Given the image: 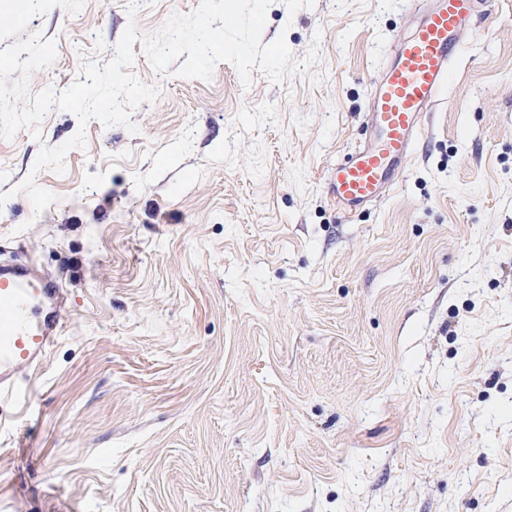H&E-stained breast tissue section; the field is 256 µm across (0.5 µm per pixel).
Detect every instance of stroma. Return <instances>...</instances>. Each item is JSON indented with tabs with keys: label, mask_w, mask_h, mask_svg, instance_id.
<instances>
[{
	"label": "stroma",
	"mask_w": 512,
	"mask_h": 512,
	"mask_svg": "<svg viewBox=\"0 0 512 512\" xmlns=\"http://www.w3.org/2000/svg\"><path fill=\"white\" fill-rule=\"evenodd\" d=\"M200 2L33 17L57 55L30 92ZM416 19L272 0L262 44L318 53L283 81L162 77L137 43L159 96L133 130L54 110L0 139V259L60 273L68 308L19 420L0 410V512H512V0L461 32L399 185L346 217L323 191ZM81 127L64 173L34 170Z\"/></svg>",
	"instance_id": "35a3bbf8"
}]
</instances>
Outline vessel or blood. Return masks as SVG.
I'll list each match as a JSON object with an SVG mask.
<instances>
[{
	"mask_svg": "<svg viewBox=\"0 0 512 512\" xmlns=\"http://www.w3.org/2000/svg\"><path fill=\"white\" fill-rule=\"evenodd\" d=\"M489 0H431L416 27L396 40L365 114L369 138L337 161L324 192L344 214L398 186L425 112L444 93L459 53L458 36ZM64 288L34 261H0V401L38 372L62 333Z\"/></svg>",
	"mask_w": 512,
	"mask_h": 512,
	"instance_id": "1",
	"label": "vessel or blood"
}]
</instances>
